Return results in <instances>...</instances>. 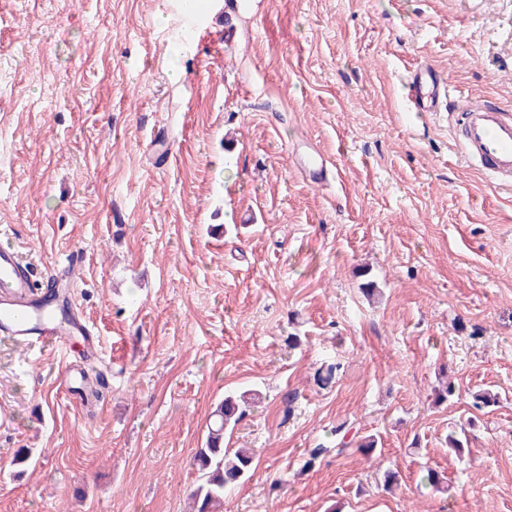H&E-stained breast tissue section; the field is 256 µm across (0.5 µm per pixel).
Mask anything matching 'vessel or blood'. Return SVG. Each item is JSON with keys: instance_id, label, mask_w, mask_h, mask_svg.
<instances>
[{"instance_id": "b4317fda", "label": "vessel or blood", "mask_w": 512, "mask_h": 512, "mask_svg": "<svg viewBox=\"0 0 512 512\" xmlns=\"http://www.w3.org/2000/svg\"><path fill=\"white\" fill-rule=\"evenodd\" d=\"M408 97L419 112L441 111L448 100L446 85L440 84L428 65L416 66L408 79ZM459 140L467 159L499 186L512 187V114L502 107L477 99L458 109ZM297 163L310 182H327L331 162L319 150L309 149ZM76 255L61 263V275L49 291L32 280L23 254L9 244L0 245V336L26 346L71 347L74 336L84 338L83 354L93 357L96 338L80 314L58 317L57 300H70Z\"/></svg>"}]
</instances>
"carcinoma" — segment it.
<instances>
[{"instance_id": "carcinoma-1", "label": "carcinoma", "mask_w": 512, "mask_h": 512, "mask_svg": "<svg viewBox=\"0 0 512 512\" xmlns=\"http://www.w3.org/2000/svg\"><path fill=\"white\" fill-rule=\"evenodd\" d=\"M258 400L259 393L244 390L224 396L211 411L204 447L195 454L199 479L189 494L188 512H223L225 493L250 477L253 456L245 448L234 452L224 448V434L234 429Z\"/></svg>"}]
</instances>
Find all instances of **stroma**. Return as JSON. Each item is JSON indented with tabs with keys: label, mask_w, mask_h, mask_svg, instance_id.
I'll list each match as a JSON object with an SVG mask.
<instances>
[{
	"label": "stroma",
	"mask_w": 512,
	"mask_h": 512,
	"mask_svg": "<svg viewBox=\"0 0 512 512\" xmlns=\"http://www.w3.org/2000/svg\"><path fill=\"white\" fill-rule=\"evenodd\" d=\"M176 2L0 0V228L38 276L82 254L97 338L0 339V512H185L212 407L249 388L224 512H512V191L404 84L427 64L512 110V0H198L193 44ZM343 423L372 456L335 453ZM296 157L298 165L303 169L305 176L310 182L321 184L329 180V168L333 163L319 150L309 146L307 153Z\"/></svg>",
	"instance_id": "1"
}]
</instances>
